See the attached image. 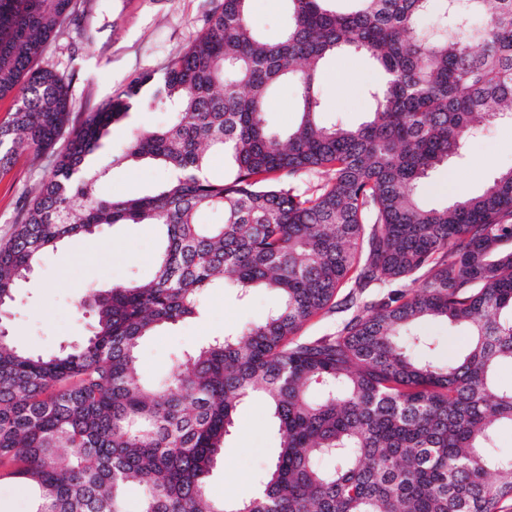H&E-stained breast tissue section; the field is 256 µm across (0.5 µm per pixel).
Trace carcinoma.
I'll return each instance as SVG.
<instances>
[{
    "instance_id": "1",
    "label": "carcinoma",
    "mask_w": 512,
    "mask_h": 512,
    "mask_svg": "<svg viewBox=\"0 0 512 512\" xmlns=\"http://www.w3.org/2000/svg\"><path fill=\"white\" fill-rule=\"evenodd\" d=\"M250 0H217L161 74L144 72L73 127L71 79L39 65L75 0H0V166L41 156L68 130L51 174L0 245V478L28 485L33 512H503L512 459V167L482 192L421 202L431 173L483 125L512 119V0H282L274 38ZM346 49L384 74L357 127L319 120L325 61ZM301 88L300 120L270 126L275 90ZM172 121L131 133L118 160H154L156 192L106 198L91 156L131 109ZM224 155L223 177H209ZM317 174L308 193L281 179ZM222 213L206 224V211ZM163 231L152 278L88 291L80 345L51 356L14 345L9 304L39 257L102 226ZM232 287L273 293L266 316L189 349L174 375L144 380L142 340ZM352 311L334 336L312 318ZM468 330L436 355L424 326ZM273 411L278 450L256 495L211 496L209 478L246 401Z\"/></svg>"
}]
</instances>
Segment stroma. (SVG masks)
I'll return each instance as SVG.
<instances>
[{
	"mask_svg": "<svg viewBox=\"0 0 512 512\" xmlns=\"http://www.w3.org/2000/svg\"><path fill=\"white\" fill-rule=\"evenodd\" d=\"M78 12L50 44L43 63L71 78V98L77 118H84L142 73L162 72L195 38L212 9L213 0H77ZM378 72L359 51L331 57L318 91L326 104L325 123L357 125L372 108L367 95ZM169 113L132 109L114 125L95 159L105 170L102 194L122 197L149 192L168 172L153 163L115 164L114 158L131 132L160 126ZM60 139L39 158L18 156L0 168V244L14 231L21 208L52 172L57 153L67 147ZM512 167V124L499 122L471 138L461 157L435 171L421 190L423 201L439 206L463 194L483 190L494 173ZM157 230L149 224L103 227L96 233L65 242L45 252L29 282L16 289L9 335L18 346L53 354L81 342L90 319L77 306L91 288H109L131 280L149 279L158 248ZM274 304L264 289L239 299L236 289L207 295L198 317L161 330L141 347L144 376L155 381L171 374L179 354L241 324L261 319ZM276 430L267 407L259 401L243 404L225 438L221 466L210 478L214 497L235 502L249 497L256 477L275 457Z\"/></svg>",
	"mask_w": 512,
	"mask_h": 512,
	"instance_id": "1",
	"label": "stroma"
}]
</instances>
